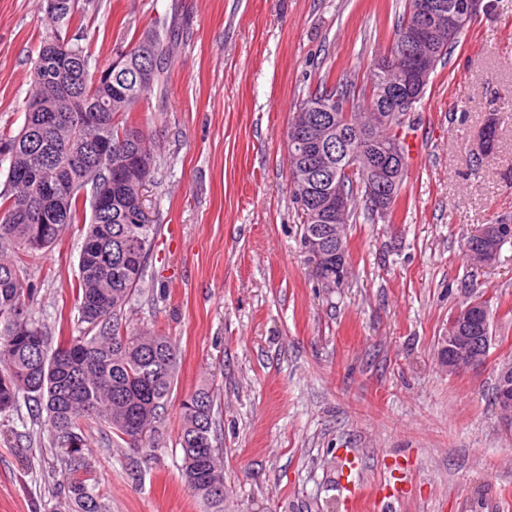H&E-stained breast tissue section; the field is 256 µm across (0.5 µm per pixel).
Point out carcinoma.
<instances>
[{
    "instance_id": "1",
    "label": "carcinoma",
    "mask_w": 512,
    "mask_h": 512,
    "mask_svg": "<svg viewBox=\"0 0 512 512\" xmlns=\"http://www.w3.org/2000/svg\"><path fill=\"white\" fill-rule=\"evenodd\" d=\"M58 2L57 11L48 13L52 27L32 63L24 122L17 133L0 134V154L9 159L0 190V248L13 249L11 257L0 260V414L18 411L22 398L29 402L43 427L37 448L56 455L58 470L47 479L62 476L64 512H110L87 444L90 423L104 426L108 444L151 454L154 449L142 446L143 437L166 410L177 375L172 339L123 321L125 307L144 282L157 234L155 222L135 220L140 189L154 173L155 157L142 161L147 139L130 115L147 92L164 95L165 41L177 34L156 21L120 60L99 67L88 47L71 34L72 27H84L88 13L78 9L79 0ZM100 68L110 74L98 80ZM144 70L147 81L138 78ZM329 95L348 103L350 128L380 107L370 83L347 78L330 83L325 77L299 106ZM35 143L52 151L56 172L79 188L94 178L105 179L110 171L122 174L112 186L109 218L95 212L90 199L66 189L48 204L55 223H32L43 205L21 183H36L46 175L30 153ZM497 143V123L491 121L482 130L484 155L494 153ZM97 144L112 154L94 169ZM344 180L354 201L346 223L385 221L368 204L355 205L367 196V183L358 175ZM73 226L80 228L82 239L73 288L81 328L56 344L34 315L31 289L24 287L19 272ZM214 406V391L207 385L181 402L176 447L185 483L206 512H224V499L209 491L211 484L224 482V450L214 445Z\"/></svg>"
}]
</instances>
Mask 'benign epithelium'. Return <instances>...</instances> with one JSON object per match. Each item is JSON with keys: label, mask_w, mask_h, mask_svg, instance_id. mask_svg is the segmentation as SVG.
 Returning a JSON list of instances; mask_svg holds the SVG:
<instances>
[{"label": "benign epithelium", "mask_w": 512, "mask_h": 512, "mask_svg": "<svg viewBox=\"0 0 512 512\" xmlns=\"http://www.w3.org/2000/svg\"><path fill=\"white\" fill-rule=\"evenodd\" d=\"M483 9L484 0H411L406 38L379 63V69L387 74V78L377 95L389 100L394 111L377 112L375 127L382 128L397 112L414 110L443 46L448 43V37L464 31ZM332 105L333 102L325 100L311 104L298 111L289 124L288 148L296 151L300 166H288V179L296 193L299 187L309 182L322 186L321 214L327 222V230H336V268L339 269L347 266L341 223L350 200L341 182L334 181L331 176L333 161L343 162L347 173L359 170L373 183L381 184L402 179L407 171V160L399 142L383 143L373 133L347 130L340 125L336 126V151H331L328 147L330 132L318 124L315 113L329 112ZM367 200L381 214L391 207V199L382 186L369 192ZM481 233L498 242V246L490 250L484 244H470V254L478 266L494 260L499 253V245L512 240V226L505 229L500 224H483ZM319 234L320 227L313 224L306 236L311 242L315 275L325 282L330 256L319 250L315 239ZM489 318V311L476 298L454 311L448 329L439 339L438 363L444 370L458 373L482 363V359L470 357L466 333L478 322L489 325ZM499 372L503 381L498 393V406L505 428L511 430L512 362L502 363Z\"/></svg>", "instance_id": "1"}]
</instances>
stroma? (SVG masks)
Here are the masks:
<instances>
[{
    "label": "stroma",
    "instance_id": "obj_1",
    "mask_svg": "<svg viewBox=\"0 0 512 512\" xmlns=\"http://www.w3.org/2000/svg\"><path fill=\"white\" fill-rule=\"evenodd\" d=\"M404 0H92L81 36L97 64L156 19L177 32L166 92L132 120L155 149L145 193L159 220L147 276L126 308L170 336L177 379L148 434L156 450L109 448L90 429L111 512H204L174 449L181 400L217 393L224 512H512V432L492 393L512 361V242L475 266L463 243L512 225V0H488L439 65L406 134L408 172L389 223L350 225L348 277L328 288L302 241L285 139L319 77L369 81ZM49 20L40 0H0V130L14 133ZM499 120L494 155L479 135ZM76 229L21 273L51 334L79 330ZM492 298L485 362L459 374L437 362L439 336L472 293ZM28 407L0 416V512H60L31 449Z\"/></svg>",
    "mask_w": 512,
    "mask_h": 512
}]
</instances>
